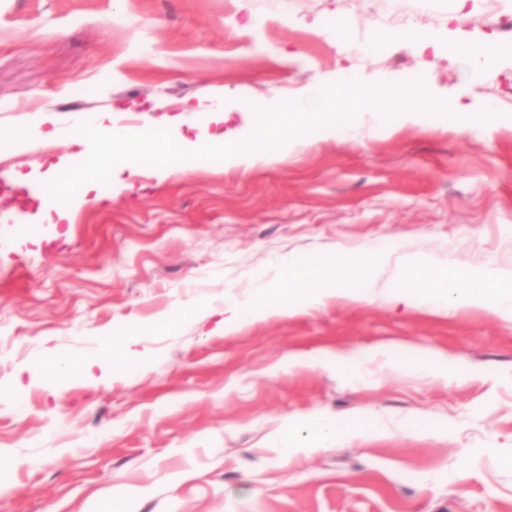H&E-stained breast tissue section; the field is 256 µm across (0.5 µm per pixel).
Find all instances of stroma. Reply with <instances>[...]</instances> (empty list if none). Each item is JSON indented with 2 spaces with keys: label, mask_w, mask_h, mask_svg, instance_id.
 <instances>
[{
  "label": "stroma",
  "mask_w": 512,
  "mask_h": 512,
  "mask_svg": "<svg viewBox=\"0 0 512 512\" xmlns=\"http://www.w3.org/2000/svg\"><path fill=\"white\" fill-rule=\"evenodd\" d=\"M405 8L441 40L512 44L479 0H0V135L55 112L44 148L0 168L44 172L71 153L70 126L113 112L146 129L183 117L201 133L199 100L223 94L229 129L253 107L293 100L341 68L381 86L433 77V92L505 114L463 131L394 114L362 141L313 139L281 162L225 169L215 160L134 193L39 223V200L0 190V512H512V320L386 302L401 255L445 253L512 266V55L469 65L407 41L386 65L341 52L336 24L364 44ZM391 247L374 300L336 297L213 334L226 289L292 253ZM184 309L171 327L161 317ZM135 332L137 354L109 387L79 374L31 380L46 351L78 360L104 334ZM395 345L394 361L352 382L324 354ZM447 356L451 374L417 370L408 349ZM353 422L351 439L284 458L280 427L312 416Z\"/></svg>",
  "instance_id": "1"
}]
</instances>
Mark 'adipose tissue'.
I'll return each instance as SVG.
<instances>
[{
    "label": "adipose tissue",
    "mask_w": 512,
    "mask_h": 512,
    "mask_svg": "<svg viewBox=\"0 0 512 512\" xmlns=\"http://www.w3.org/2000/svg\"><path fill=\"white\" fill-rule=\"evenodd\" d=\"M393 41H409L424 48L441 45L448 55L467 58L480 70L492 67L508 52L507 47L492 41L444 44L422 26L378 34L368 49L374 53ZM198 110L205 132L193 139L181 134L183 118L179 115L162 116L153 130L140 133L118 126L108 112H97L78 121L69 133L77 152L60 156L45 172L26 177L36 189L43 220H67L72 212L92 201L102 173L111 181V197L117 198L134 190L136 177L145 169L163 179L174 170L195 168L215 156L228 168L277 162L309 138L357 141L367 118L379 124L384 113L395 112L426 125L446 112L447 107L435 99L428 81L407 80L378 87L344 70L333 82L317 86L299 99L272 97L258 105L256 130L249 135L227 136L219 132L218 127L224 122L222 97L209 98L199 104ZM56 125L55 113L37 112L30 125L0 142V153H24L43 147ZM388 261V252L370 244L353 254L290 255L274 264L272 274H259L249 293L230 296L216 328L228 333L250 322L288 315L347 295L352 284L372 282ZM398 280L400 289L395 298L405 305L488 308L512 320L511 266L493 260L476 267L458 265L435 253L417 250L404 254ZM136 343V336L130 334L117 339L108 337L101 341L98 355L77 362L51 353L35 366L33 374L42 380L51 374L77 371L95 383L105 384L118 361ZM354 433L350 421L326 423L315 416L304 429L292 425L285 428L276 436L275 445L288 458L335 440L349 439Z\"/></svg>",
    "instance_id": "obj_1"
}]
</instances>
